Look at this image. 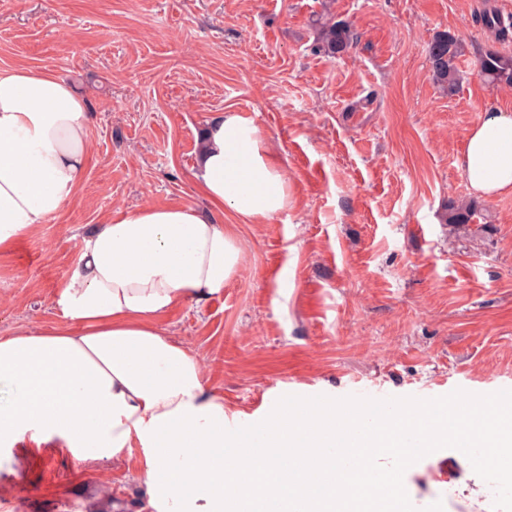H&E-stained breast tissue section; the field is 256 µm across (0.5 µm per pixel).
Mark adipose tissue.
<instances>
[{"instance_id": "adipose-tissue-1", "label": "adipose tissue", "mask_w": 512, "mask_h": 512, "mask_svg": "<svg viewBox=\"0 0 512 512\" xmlns=\"http://www.w3.org/2000/svg\"><path fill=\"white\" fill-rule=\"evenodd\" d=\"M90 101L62 77L0 71V251L57 216L75 194L89 154ZM478 196L512 193V112L493 108L458 158ZM196 177L211 206L177 203L119 213L81 236L77 263L53 300L51 328L0 336V447L54 442L91 459L140 450L153 512H413L415 490L398 477V421L376 422L370 466L379 485L336 483V416L284 406L229 417L199 358L160 325L170 310L223 293L242 248L220 215L254 222L288 205L281 168L249 117L207 124ZM490 428L435 425L423 457L443 462L448 484L489 512L482 479L512 488V408ZM233 454H225V444ZM473 452H465V444ZM491 456L477 454L480 446Z\"/></svg>"}]
</instances>
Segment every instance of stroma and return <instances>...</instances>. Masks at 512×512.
I'll return each instance as SVG.
<instances>
[{
  "label": "stroma",
  "instance_id": "stroma-1",
  "mask_svg": "<svg viewBox=\"0 0 512 512\" xmlns=\"http://www.w3.org/2000/svg\"><path fill=\"white\" fill-rule=\"evenodd\" d=\"M512 0H0V70H47L87 97L90 158L77 194L0 253V336L52 325V301L92 225L144 205L206 208L196 160L208 121L251 117L281 165L285 210L243 222L223 294L160 319L200 359L230 410L300 390L302 407L352 412L354 386L393 395L402 416L512 406V195L475 199L458 157L467 132L512 90L477 63L512 52L485 10ZM350 23L338 59L313 52V14ZM459 34L462 80L432 79L428 41ZM478 200L476 224L449 202ZM140 453L120 462L68 448L0 452V512H153ZM420 512H476L439 490L448 473L414 456ZM481 215L478 206L471 202L453 204L448 208V221L452 224H474Z\"/></svg>",
  "mask_w": 512,
  "mask_h": 512
}]
</instances>
